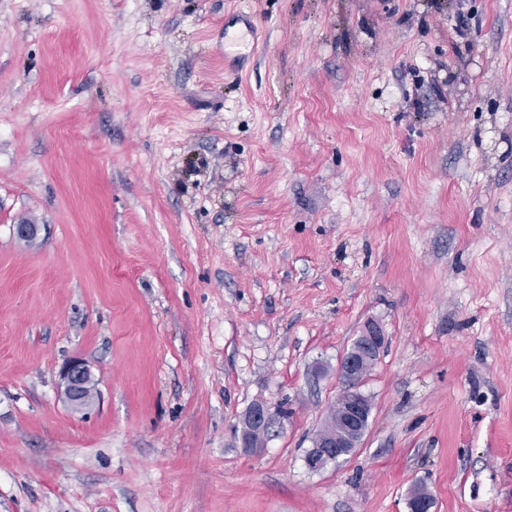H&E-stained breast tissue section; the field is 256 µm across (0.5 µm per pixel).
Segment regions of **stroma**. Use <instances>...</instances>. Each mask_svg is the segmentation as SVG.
<instances>
[{
    "label": "stroma",
    "mask_w": 512,
    "mask_h": 512,
    "mask_svg": "<svg viewBox=\"0 0 512 512\" xmlns=\"http://www.w3.org/2000/svg\"><path fill=\"white\" fill-rule=\"evenodd\" d=\"M370 321L368 428L310 471ZM420 484L512 512V0H0V512ZM87 363L80 358L69 360L61 369L60 377L64 386V395L75 408L86 405L84 387L86 380L91 377ZM282 422L275 416L274 410L266 404L253 405L244 415L240 429V441L242 448H262V445L255 443L251 436H245V431L266 432L271 437L278 428H282Z\"/></svg>",
    "instance_id": "stroma-1"
}]
</instances>
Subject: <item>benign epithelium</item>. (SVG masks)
<instances>
[{
    "mask_svg": "<svg viewBox=\"0 0 512 512\" xmlns=\"http://www.w3.org/2000/svg\"><path fill=\"white\" fill-rule=\"evenodd\" d=\"M384 344L382 329L374 323H368L357 336L352 348L340 360L339 372L346 387L336 397V431L318 434L313 439L312 448L305 455V464L310 471L324 469L328 464L351 454L359 446L371 414V402L359 391V387L367 374L366 364L377 360ZM60 377L64 395L70 404L75 408L84 407V387L86 380L91 377L87 363L80 358L69 360L62 367ZM280 427L282 422L277 419L270 406L262 403L252 406L241 423V447H259V444L251 437L243 435V432L257 430L270 437Z\"/></svg>",
    "mask_w": 512,
    "mask_h": 512,
    "instance_id": "7a95c632",
    "label": "benign epithelium"
}]
</instances>
